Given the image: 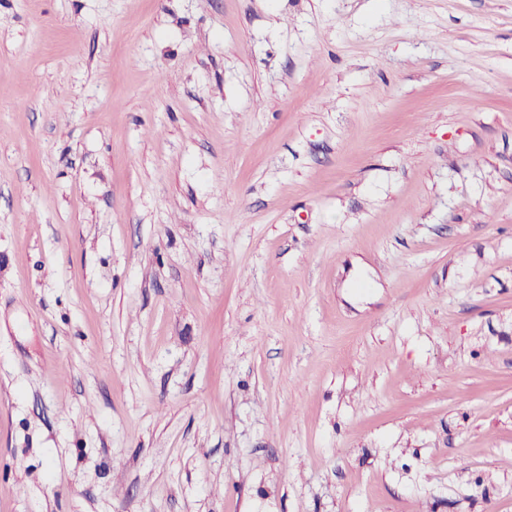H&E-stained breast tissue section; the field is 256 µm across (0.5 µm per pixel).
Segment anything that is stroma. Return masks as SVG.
<instances>
[{"label":"stroma","mask_w":512,"mask_h":512,"mask_svg":"<svg viewBox=\"0 0 512 512\" xmlns=\"http://www.w3.org/2000/svg\"><path fill=\"white\" fill-rule=\"evenodd\" d=\"M0 512H512V0H0Z\"/></svg>","instance_id":"1"}]
</instances>
